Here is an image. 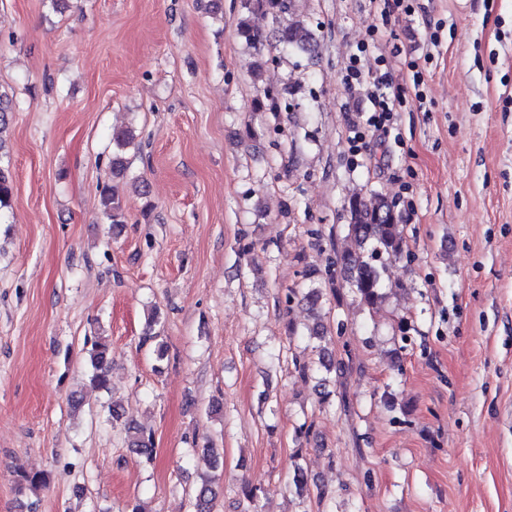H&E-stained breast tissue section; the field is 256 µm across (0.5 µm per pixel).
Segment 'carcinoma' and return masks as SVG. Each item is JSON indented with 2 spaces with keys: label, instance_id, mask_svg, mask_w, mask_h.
<instances>
[{
  "label": "carcinoma",
  "instance_id": "carcinoma-1",
  "mask_svg": "<svg viewBox=\"0 0 512 512\" xmlns=\"http://www.w3.org/2000/svg\"><path fill=\"white\" fill-rule=\"evenodd\" d=\"M243 8L247 12L262 11L279 15L290 8V0H244ZM278 38L285 48L307 53L316 42V33L304 19H294L279 28ZM113 157L112 166L118 171L126 169L125 154L136 148L135 131L128 127H119L112 133ZM105 217L110 224L119 226L125 223V210L122 199L115 192L105 191L101 196ZM350 222L348 233L355 241L358 250L336 256L329 261L326 275L329 281L335 280L337 267L347 269L351 274V286L360 304L375 311L383 304L386 293L383 280L382 258L397 259L403 253V236L400 229V218L395 212L393 202L383 195L375 196L374 201L368 202L360 195H353L348 201ZM323 297L322 289L314 287L305 295L308 306L315 312V321L309 330V338L320 342L318 349V367L316 370L324 373L318 378V386L329 382V375H340L345 370V363L336 361L326 341L325 327L318 309ZM161 318L157 311H152L145 329L144 341L155 343L154 352L157 360L165 356L166 347L160 341ZM92 374L90 381L98 389L109 388V359L108 346L102 341L94 343L89 354ZM295 368L302 375L315 370L311 365L293 359ZM128 446L139 454L150 457L154 451L152 436L133 426L126 428ZM19 489H36L46 484V476L42 473L23 472L18 479ZM212 481H204L195 497L194 512H212Z\"/></svg>",
  "mask_w": 512,
  "mask_h": 512
}]
</instances>
